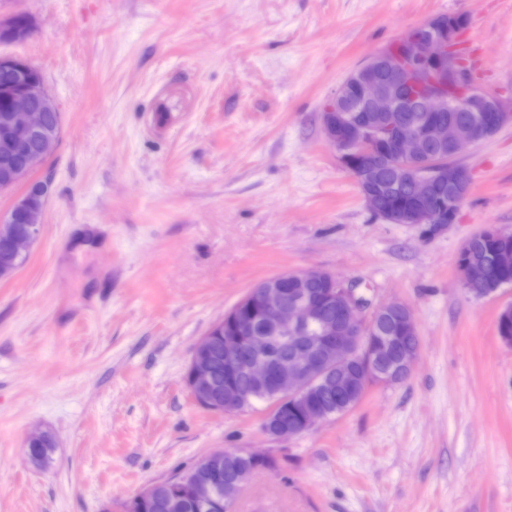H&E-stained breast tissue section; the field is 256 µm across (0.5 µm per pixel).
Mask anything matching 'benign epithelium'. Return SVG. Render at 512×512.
<instances>
[{
  "instance_id": "7a95c632",
  "label": "benign epithelium",
  "mask_w": 512,
  "mask_h": 512,
  "mask_svg": "<svg viewBox=\"0 0 512 512\" xmlns=\"http://www.w3.org/2000/svg\"><path fill=\"white\" fill-rule=\"evenodd\" d=\"M16 21L15 15L0 17V31L10 34L15 42L27 40L36 27L35 20L28 18L23 27L17 26ZM459 33L457 24L439 16L430 17L402 36L393 51H381L351 72L323 109L325 139L340 162L358 160V167L352 173L362 188L363 198L372 213L390 224L455 223L460 201L469 190L468 173L455 163L435 162L426 157L425 143L446 144L457 154L463 147L492 136L504 123L512 121V111H505L497 96L464 82L457 49ZM353 87L359 90V110L350 101ZM445 110L475 112L477 118L469 131L462 134L455 123L435 116ZM57 111L56 99L46 84L29 78L0 111V126L12 134L11 152L25 151L32 139L41 147L26 171L14 169L10 160L4 159L0 164V191L14 189L30 171L39 169L55 153L59 130L46 122L45 113ZM405 112H424L426 116L419 124L412 125L403 118ZM385 162L393 165L400 179L413 182L416 194L413 205L379 209L376 181ZM442 186L448 187L446 197L437 193V188ZM34 190L46 193L49 187L43 182L30 183L11 207V211L24 216L25 232L17 233L9 218L0 223V240L15 257L25 255L36 241L42 224L44 206L26 204ZM327 277L329 273L320 269L284 273L280 280L299 284L291 299L274 283L267 288L252 289L251 296L261 301L264 320L277 336H254L252 322L240 319L239 335L224 337V358L232 364V370L246 374L257 387L274 380L284 400L300 402L311 385L333 369L357 359L363 365L362 375L346 382V388L360 398L370 382L395 380L397 368L392 361L397 338L378 335L372 321L390 311H400L404 330L416 339L403 355L402 369L411 371L419 352V336L410 307L398 301L386 302L367 316L365 310L369 303L360 299L353 287L342 284L332 297L336 319L326 320L319 303L303 286ZM312 323L319 324L314 347H300L274 362L268 358L274 340L286 343ZM209 345L210 337H202L195 344L189 362L188 389L197 403L206 401L212 392ZM325 420L327 414L320 407L305 404L301 430L284 428L272 437L290 438Z\"/></svg>"
}]
</instances>
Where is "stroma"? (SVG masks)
Returning a JSON list of instances; mask_svg holds the SVG:
<instances>
[{
	"label": "stroma",
	"mask_w": 512,
	"mask_h": 512,
	"mask_svg": "<svg viewBox=\"0 0 512 512\" xmlns=\"http://www.w3.org/2000/svg\"><path fill=\"white\" fill-rule=\"evenodd\" d=\"M36 27L4 46L62 118L42 227L0 280V512H122L219 449L274 458L235 512H512V287L481 299L458 256L512 229V122L465 148L458 220L376 218L327 144L347 75L434 15H465L463 63L512 104V0H0ZM317 268L414 313L399 383L300 436L263 409L199 407L191 351L259 282ZM52 435L46 468L26 438Z\"/></svg>",
	"instance_id": "stroma-1"
}]
</instances>
